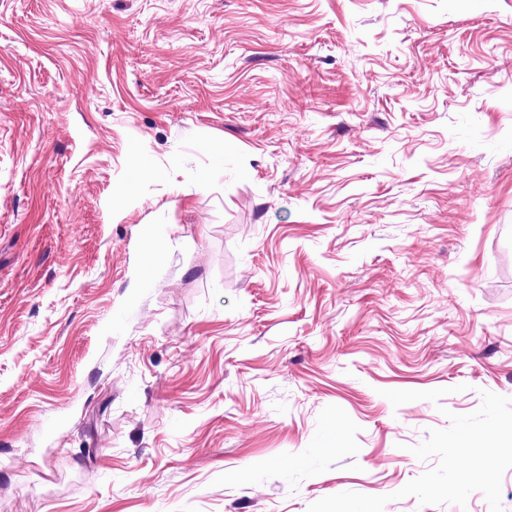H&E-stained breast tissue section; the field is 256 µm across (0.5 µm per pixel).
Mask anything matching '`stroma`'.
Instances as JSON below:
<instances>
[{"mask_svg": "<svg viewBox=\"0 0 512 512\" xmlns=\"http://www.w3.org/2000/svg\"><path fill=\"white\" fill-rule=\"evenodd\" d=\"M483 389L512 0H0V512H490L393 497Z\"/></svg>", "mask_w": 512, "mask_h": 512, "instance_id": "obj_1", "label": "stroma"}]
</instances>
